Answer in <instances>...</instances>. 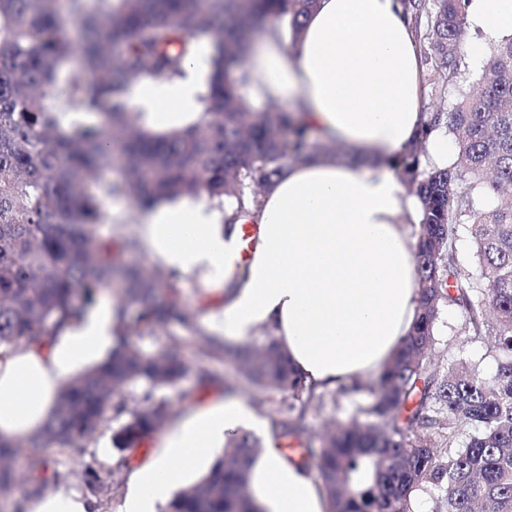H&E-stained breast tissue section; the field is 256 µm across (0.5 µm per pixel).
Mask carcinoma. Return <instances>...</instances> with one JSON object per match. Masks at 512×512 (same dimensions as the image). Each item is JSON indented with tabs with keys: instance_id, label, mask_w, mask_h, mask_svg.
<instances>
[{
	"instance_id": "carcinoma-1",
	"label": "carcinoma",
	"mask_w": 512,
	"mask_h": 512,
	"mask_svg": "<svg viewBox=\"0 0 512 512\" xmlns=\"http://www.w3.org/2000/svg\"><path fill=\"white\" fill-rule=\"evenodd\" d=\"M316 0H0V350L39 346L58 336L108 292L121 334L108 356L62 386L43 430L0 439V496L36 495L78 467L91 495L119 488L125 451L187 409L175 390L190 374L203 387H236L214 363L287 396L272 434L303 447L321 476L326 512H412L419 492L435 490L437 512H512V37L496 42L481 78L464 91L468 0H402L431 91L449 110L429 113L420 136L393 164L423 202L417 235L418 311L412 332L368 387L366 426H342L316 447L302 422L325 403L295 372L270 333L243 347L206 331L186 307L180 276L136 260L138 239L104 236L123 220L107 200L140 210L161 201L204 197L233 227L290 163L335 153L315 130L284 110L254 112L238 96L237 73L254 30L274 16L299 17ZM229 18V24L222 22ZM211 33L203 110L184 129L151 131L128 95L144 77L183 74L190 37ZM62 85L54 102L49 90ZM454 137L456 162L427 168L423 147L435 128ZM486 186L492 204L473 191ZM479 257L477 274L458 268L462 231ZM462 314L460 332L491 338V379L435 349L444 305ZM178 327L195 342L193 359ZM166 342L153 352L130 337ZM112 429L106 476L76 460L49 470L48 448H78ZM263 444L232 435L196 484L164 512H263L247 475Z\"/></svg>"
}]
</instances>
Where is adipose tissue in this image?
Masks as SVG:
<instances>
[{"mask_svg":"<svg viewBox=\"0 0 512 512\" xmlns=\"http://www.w3.org/2000/svg\"><path fill=\"white\" fill-rule=\"evenodd\" d=\"M466 45L483 61L487 40L512 35V0H470ZM290 23H269L248 45L242 68L259 102L288 106L342 157L319 153L291 163L246 223L257 234L247 263L231 262L238 230L199 200L147 211L141 244L153 264L206 284L235 280L211 326L242 341L269 332L290 364L319 389L378 375L410 333L418 305L414 227L422 206L390 160L419 135L426 119L419 42L400 0H316ZM210 39L200 33L183 76L142 79L129 104L158 132L196 122ZM115 305L102 298L41 347L0 353V438L38 433L61 385L99 360L116 341ZM241 400H218L175 418L162 451L130 476L123 512H160L228 437L254 425ZM250 490L264 512H325L304 466L267 446L254 462Z\"/></svg>","mask_w":512,"mask_h":512,"instance_id":"1","label":"adipose tissue"}]
</instances>
